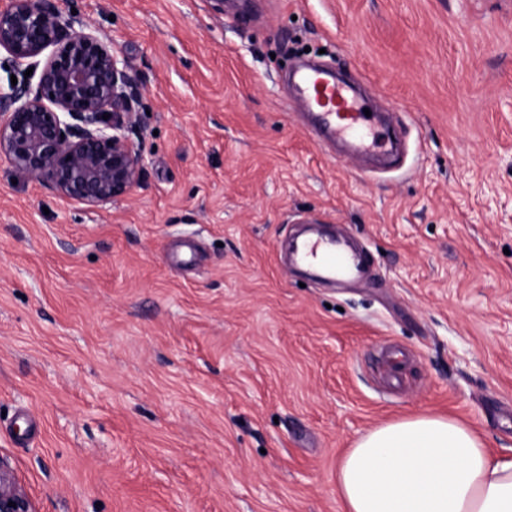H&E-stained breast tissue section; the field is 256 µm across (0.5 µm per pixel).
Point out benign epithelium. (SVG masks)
<instances>
[{
    "label": "benign epithelium",
    "mask_w": 512,
    "mask_h": 512,
    "mask_svg": "<svg viewBox=\"0 0 512 512\" xmlns=\"http://www.w3.org/2000/svg\"><path fill=\"white\" fill-rule=\"evenodd\" d=\"M54 0L0 4V50L14 68L44 56L36 85L0 89V157L23 179L100 206L125 196L144 169L128 132L140 92L111 44L91 29L68 34ZM108 119H103L104 114ZM0 512H33L0 462Z\"/></svg>",
    "instance_id": "benign-epithelium-1"
}]
</instances>
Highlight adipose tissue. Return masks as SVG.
<instances>
[{
  "label": "adipose tissue",
  "mask_w": 512,
  "mask_h": 512,
  "mask_svg": "<svg viewBox=\"0 0 512 512\" xmlns=\"http://www.w3.org/2000/svg\"><path fill=\"white\" fill-rule=\"evenodd\" d=\"M343 512H512V459L467 425L418 415L365 432L338 461Z\"/></svg>",
  "instance_id": "obj_1"
}]
</instances>
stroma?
I'll return each mask as SVG.
<instances>
[{
    "mask_svg": "<svg viewBox=\"0 0 512 512\" xmlns=\"http://www.w3.org/2000/svg\"><path fill=\"white\" fill-rule=\"evenodd\" d=\"M141 89L144 172L89 207L0 158V460L34 512H342L336 463L423 414L512 459V0H56ZM316 62L391 113L308 124ZM338 229L371 277L284 264Z\"/></svg>",
    "mask_w": 512,
    "mask_h": 512,
    "instance_id": "35a3bbf8",
    "label": "stroma"
}]
</instances>
